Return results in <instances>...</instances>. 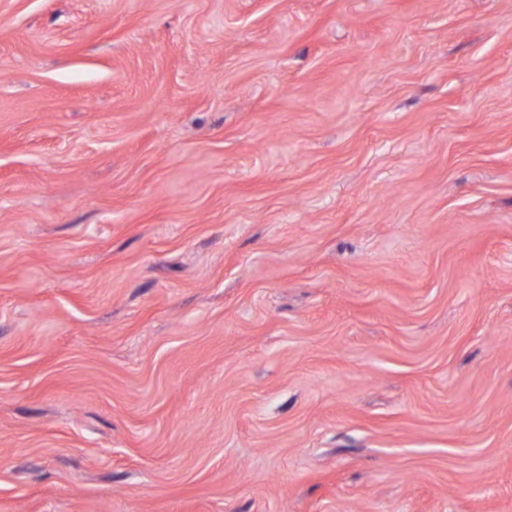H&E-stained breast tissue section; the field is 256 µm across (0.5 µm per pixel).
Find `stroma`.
I'll use <instances>...</instances> for the list:
<instances>
[{
    "label": "stroma",
    "mask_w": 512,
    "mask_h": 512,
    "mask_svg": "<svg viewBox=\"0 0 512 512\" xmlns=\"http://www.w3.org/2000/svg\"><path fill=\"white\" fill-rule=\"evenodd\" d=\"M0 512H512V0H0Z\"/></svg>",
    "instance_id": "35a3bbf8"
}]
</instances>
